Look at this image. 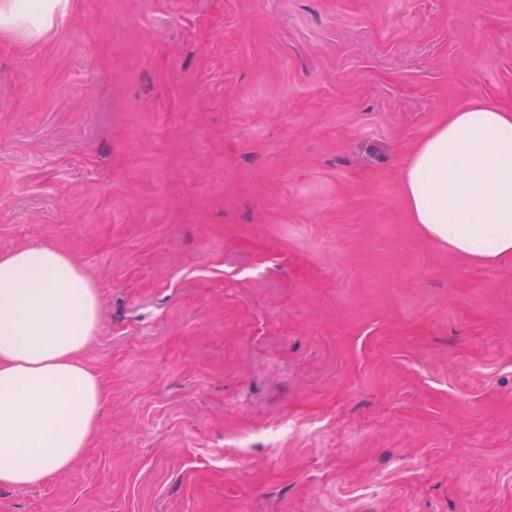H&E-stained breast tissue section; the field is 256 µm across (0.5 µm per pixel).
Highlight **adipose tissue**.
Here are the masks:
<instances>
[{
  "label": "adipose tissue",
  "instance_id": "obj_1",
  "mask_svg": "<svg viewBox=\"0 0 512 512\" xmlns=\"http://www.w3.org/2000/svg\"><path fill=\"white\" fill-rule=\"evenodd\" d=\"M61 0H7L0 29L33 35ZM412 223L473 261L512 256V109L476 99L417 143L401 171ZM99 332V295L49 245L0 254V487H38L71 471L105 399L81 355Z\"/></svg>",
  "mask_w": 512,
  "mask_h": 512
}]
</instances>
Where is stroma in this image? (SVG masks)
Here are the masks:
<instances>
[{"label": "stroma", "instance_id": "35a3bbf8", "mask_svg": "<svg viewBox=\"0 0 512 512\" xmlns=\"http://www.w3.org/2000/svg\"><path fill=\"white\" fill-rule=\"evenodd\" d=\"M512 0H68L0 30V253L98 290L76 468L0 512H512V257L413 224Z\"/></svg>", "mask_w": 512, "mask_h": 512}]
</instances>
